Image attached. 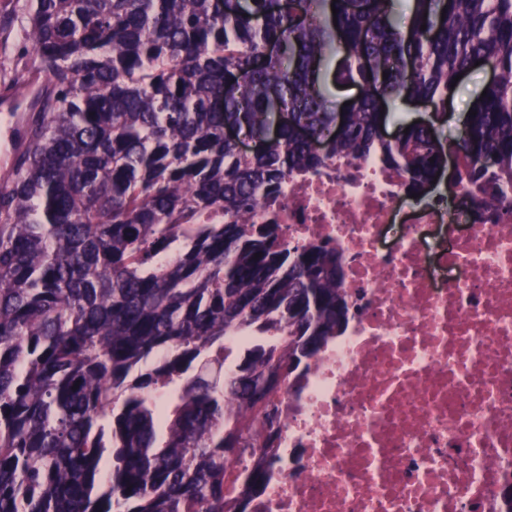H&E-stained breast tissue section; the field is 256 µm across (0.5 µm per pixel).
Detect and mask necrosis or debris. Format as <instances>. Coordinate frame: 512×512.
Masks as SVG:
<instances>
[{
	"mask_svg": "<svg viewBox=\"0 0 512 512\" xmlns=\"http://www.w3.org/2000/svg\"><path fill=\"white\" fill-rule=\"evenodd\" d=\"M371 152L260 195L290 244L329 241L356 306L281 394L278 461L250 512H507L512 485V193L495 209L440 189L404 206Z\"/></svg>",
	"mask_w": 512,
	"mask_h": 512,
	"instance_id": "necrosis-or-debris-1",
	"label": "necrosis or debris"
}]
</instances>
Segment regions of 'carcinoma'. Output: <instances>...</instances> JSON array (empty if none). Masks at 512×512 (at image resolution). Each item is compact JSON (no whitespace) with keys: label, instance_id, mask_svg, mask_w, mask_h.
Segmentation results:
<instances>
[{"label":"carcinoma","instance_id":"carcinoma-1","mask_svg":"<svg viewBox=\"0 0 512 512\" xmlns=\"http://www.w3.org/2000/svg\"><path fill=\"white\" fill-rule=\"evenodd\" d=\"M22 23L34 65L5 91L33 116L0 186V512H245L234 474L268 481L276 397L351 314L342 255L255 223L256 188L377 151L426 195L447 145L431 121L390 137L387 119L398 100L446 112L490 57L455 185L498 204L512 0H25Z\"/></svg>","mask_w":512,"mask_h":512}]
</instances>
